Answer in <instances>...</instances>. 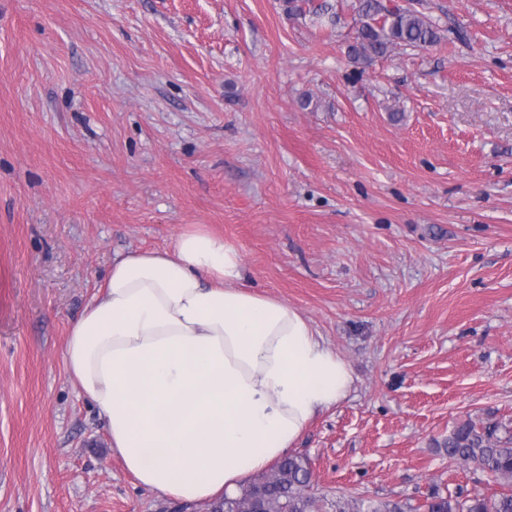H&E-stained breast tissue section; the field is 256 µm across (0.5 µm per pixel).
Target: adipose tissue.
Segmentation results:
<instances>
[{
  "label": "adipose tissue",
  "instance_id": "obj_1",
  "mask_svg": "<svg viewBox=\"0 0 512 512\" xmlns=\"http://www.w3.org/2000/svg\"><path fill=\"white\" fill-rule=\"evenodd\" d=\"M240 252L195 224L116 256L75 319L66 372L139 485L193 504L235 492L345 400L350 364L298 309L248 290Z\"/></svg>",
  "mask_w": 512,
  "mask_h": 512
}]
</instances>
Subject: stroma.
<instances>
[{
    "label": "stroma",
    "instance_id": "1",
    "mask_svg": "<svg viewBox=\"0 0 512 512\" xmlns=\"http://www.w3.org/2000/svg\"><path fill=\"white\" fill-rule=\"evenodd\" d=\"M0 0V512H176L63 351L115 256L193 224L350 364L293 448L328 501L484 493L512 431V0H396L443 39L357 65L356 0Z\"/></svg>",
    "mask_w": 512,
    "mask_h": 512
}]
</instances>
